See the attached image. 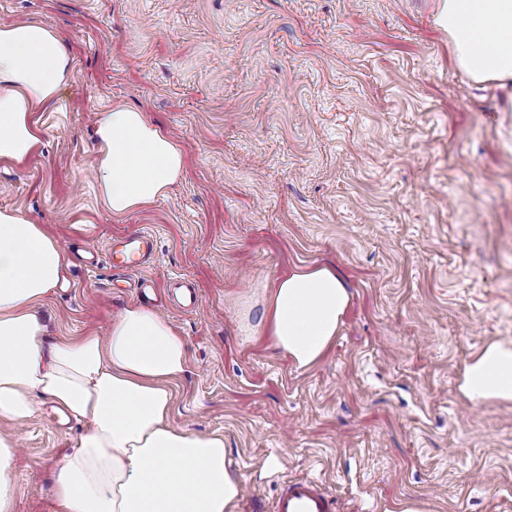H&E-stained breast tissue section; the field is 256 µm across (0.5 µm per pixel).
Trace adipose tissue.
Segmentation results:
<instances>
[{"mask_svg": "<svg viewBox=\"0 0 512 512\" xmlns=\"http://www.w3.org/2000/svg\"><path fill=\"white\" fill-rule=\"evenodd\" d=\"M458 66L477 82L512 86V0H439ZM70 53L37 20L0 26V159H26L39 143L35 112L74 79ZM99 194L114 215L165 197L182 175L179 145L142 112L97 115ZM64 252L42 225L0 210V419L27 420L44 403L85 423L56 471L51 512H234L241 482L223 435L170 422V384L186 345L168 318L132 305L107 336L46 341L44 300L64 281ZM349 292L328 266L299 268L270 292L265 317L275 347L294 364L318 362L343 324ZM471 401L512 400V347L496 342L467 366Z\"/></svg>", "mask_w": 512, "mask_h": 512, "instance_id": "obj_1", "label": "adipose tissue"}]
</instances>
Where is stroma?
I'll list each match as a JSON object with an SVG mask.
<instances>
[{
	"mask_svg": "<svg viewBox=\"0 0 512 512\" xmlns=\"http://www.w3.org/2000/svg\"><path fill=\"white\" fill-rule=\"evenodd\" d=\"M437 4L0 0V25L41 21L75 68L36 115L37 151L0 160V208L70 261L42 305L47 336L104 335L141 302L165 313L188 350L170 420L223 433L249 512L301 477L338 512H512V401L460 391L488 343L512 346V111L458 68ZM116 104L185 157L165 197L121 216L95 174L97 113ZM139 229L155 256L112 267L110 239ZM319 265L351 303L323 359L299 368L262 316L280 279ZM82 429L47 404L0 420L18 441L15 512H49Z\"/></svg>",
	"mask_w": 512,
	"mask_h": 512,
	"instance_id": "35a3bbf8",
	"label": "stroma"
}]
</instances>
